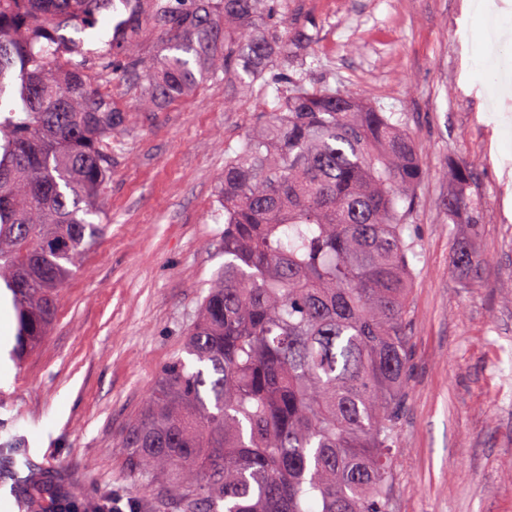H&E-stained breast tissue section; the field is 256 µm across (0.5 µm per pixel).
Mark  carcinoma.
<instances>
[{"label": "carcinoma", "mask_w": 512, "mask_h": 512, "mask_svg": "<svg viewBox=\"0 0 512 512\" xmlns=\"http://www.w3.org/2000/svg\"><path fill=\"white\" fill-rule=\"evenodd\" d=\"M113 0H0V288L18 319L15 361L54 318L58 289L103 230L98 194L138 86L157 112L229 69L250 87L288 55L269 0H139L129 37L96 55L63 34ZM161 36L143 71L135 35ZM474 163L456 168L448 219L473 211ZM425 163L392 116L352 90L283 72L258 131L224 150V269L178 358L123 443L173 512H390L396 430L410 370L403 236ZM31 470L18 443L0 460Z\"/></svg>", "instance_id": "1"}]
</instances>
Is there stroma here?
<instances>
[{
  "mask_svg": "<svg viewBox=\"0 0 512 512\" xmlns=\"http://www.w3.org/2000/svg\"><path fill=\"white\" fill-rule=\"evenodd\" d=\"M274 8L311 37L289 54V73L392 114L427 164L404 229L415 249L412 364L392 512H512V177L501 164L512 160V124L488 140L489 119L465 89L512 98V37L492 43L487 18L472 14L469 49L458 52V0ZM276 87L272 71L247 93L232 76L207 80L164 111L134 110L113 138L103 235L78 257L39 345L22 362L0 359V443H22L44 498L119 494L134 512H168L122 442L224 265V150L268 113ZM473 158L476 220L449 221L454 169ZM460 246L479 259L477 287L454 262Z\"/></svg>",
  "mask_w": 512,
  "mask_h": 512,
  "instance_id": "1",
  "label": "stroma"
}]
</instances>
